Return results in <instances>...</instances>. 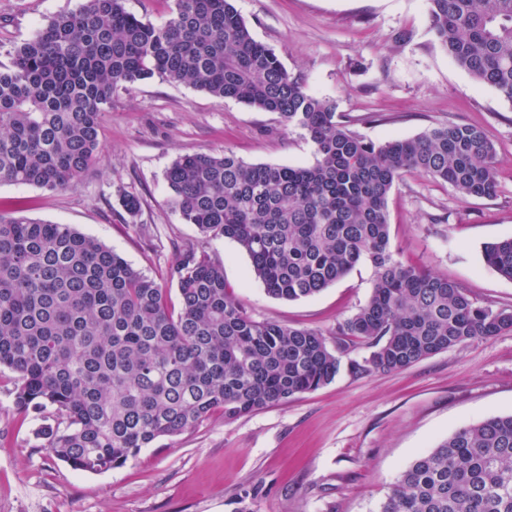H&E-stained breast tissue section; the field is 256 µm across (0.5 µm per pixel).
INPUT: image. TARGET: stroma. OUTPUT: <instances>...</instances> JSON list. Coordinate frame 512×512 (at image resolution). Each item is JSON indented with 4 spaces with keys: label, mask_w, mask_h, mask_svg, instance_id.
I'll return each mask as SVG.
<instances>
[{
    "label": "stroma",
    "mask_w": 512,
    "mask_h": 512,
    "mask_svg": "<svg viewBox=\"0 0 512 512\" xmlns=\"http://www.w3.org/2000/svg\"><path fill=\"white\" fill-rule=\"evenodd\" d=\"M84 0H0V63L52 17ZM254 38L307 90L355 117L382 143L438 124L479 126L497 150L494 198H461L408 174L387 200L390 241L404 263L447 276L475 301L512 311V280L489 268L487 244L512 236V102L458 67L431 34L426 0H233ZM408 32L396 42L398 32ZM103 152L74 188L0 183V205L96 237L150 277L196 246L255 319L331 335L369 299L362 260L320 294H266L232 240H203L170 202L165 172L186 151H232L250 164L309 166L314 146L278 114L152 79L112 93ZM141 208L129 216L119 196ZM11 371L0 369V512H376L401 472L459 428L512 414V331L394 372L342 370L329 384L235 420L216 413L142 449L124 466L76 471L36 436L42 418L13 419Z\"/></svg>",
    "instance_id": "obj_1"
}]
</instances>
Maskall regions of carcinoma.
I'll return each instance as SVG.
<instances>
[{
	"instance_id": "carcinoma-1",
	"label": "carcinoma",
	"mask_w": 512,
	"mask_h": 512,
	"mask_svg": "<svg viewBox=\"0 0 512 512\" xmlns=\"http://www.w3.org/2000/svg\"><path fill=\"white\" fill-rule=\"evenodd\" d=\"M429 29L474 79L512 102V0H426ZM159 78L275 112L305 132L310 166L186 152L166 170L171 204L201 238L236 242L268 295L312 297L363 259L377 275L337 335L372 348L356 373L400 371L512 330L459 283L396 258L388 196L404 175L464 198L497 192L496 147L478 127L438 125L375 143L336 102L309 93L256 40L231 0H172L155 25L124 0H84L0 63V183L73 188L101 156L112 91ZM485 264L512 280V237ZM167 289L68 224L0 209V368L15 415L47 411L38 433L57 460L100 473L220 412L234 420L333 381L344 347L323 333L258 321L203 249L179 250ZM377 512H512V415L462 427L406 468Z\"/></svg>"
}]
</instances>
